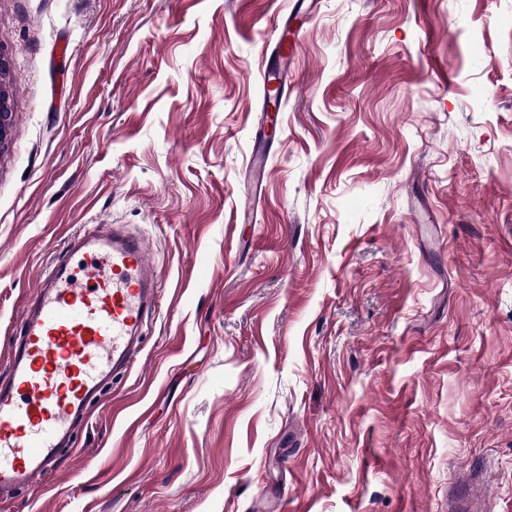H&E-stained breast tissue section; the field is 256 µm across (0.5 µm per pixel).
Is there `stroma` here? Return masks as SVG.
Returning a JSON list of instances; mask_svg holds the SVG:
<instances>
[{
    "label": "stroma",
    "instance_id": "1",
    "mask_svg": "<svg viewBox=\"0 0 512 512\" xmlns=\"http://www.w3.org/2000/svg\"><path fill=\"white\" fill-rule=\"evenodd\" d=\"M0 54V350L82 225L161 279L0 512H512V0H0ZM9 70V61L0 54V151L10 138L13 130L12 112L10 109V87L3 81Z\"/></svg>",
    "mask_w": 512,
    "mask_h": 512
}]
</instances>
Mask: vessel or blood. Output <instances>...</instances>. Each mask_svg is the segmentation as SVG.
I'll list each match as a JSON object with an SVG mask.
<instances>
[{"label":"vessel or blood","mask_w":512,"mask_h":512,"mask_svg":"<svg viewBox=\"0 0 512 512\" xmlns=\"http://www.w3.org/2000/svg\"><path fill=\"white\" fill-rule=\"evenodd\" d=\"M157 288L143 241L88 224L27 299L0 384V500L57 476L75 422L140 350Z\"/></svg>","instance_id":"b4317fda"}]
</instances>
